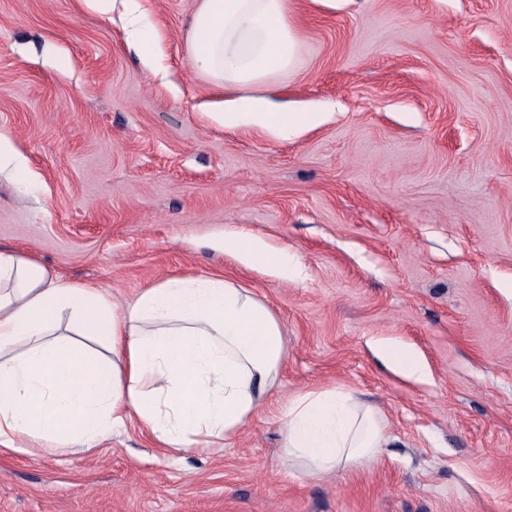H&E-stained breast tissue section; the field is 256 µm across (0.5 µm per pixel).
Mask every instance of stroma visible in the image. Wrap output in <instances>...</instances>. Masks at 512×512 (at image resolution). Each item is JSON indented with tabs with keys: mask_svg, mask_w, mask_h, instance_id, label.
I'll list each match as a JSON object with an SVG mask.
<instances>
[{
	"mask_svg": "<svg viewBox=\"0 0 512 512\" xmlns=\"http://www.w3.org/2000/svg\"><path fill=\"white\" fill-rule=\"evenodd\" d=\"M198 0H0V247L113 304L221 274L275 313L287 356L249 423L172 457L136 422L93 453L0 449V512H512V0H299L295 71L255 92L331 114L274 142L211 123L190 68ZM246 229L299 257L240 262ZM417 351L421 384L371 343ZM358 390L392 443L322 478L280 457L289 401ZM130 2L128 8V24L126 27L127 41L136 46L144 58H149L152 51L151 33L148 24L139 12L135 0ZM8 168L17 174H23L26 167L20 155L15 151L9 139L0 135V169ZM224 250L249 264H261L288 280H295L299 264L287 250L267 245L260 237L245 231L224 233Z\"/></svg>",
	"mask_w": 512,
	"mask_h": 512,
	"instance_id": "1",
	"label": "stroma"
}]
</instances>
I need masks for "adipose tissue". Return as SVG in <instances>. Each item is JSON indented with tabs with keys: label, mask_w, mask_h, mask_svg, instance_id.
<instances>
[{
	"label": "adipose tissue",
	"mask_w": 512,
	"mask_h": 512,
	"mask_svg": "<svg viewBox=\"0 0 512 512\" xmlns=\"http://www.w3.org/2000/svg\"><path fill=\"white\" fill-rule=\"evenodd\" d=\"M194 70L230 91L218 125L288 140L321 125V112L283 109L237 90L294 71L301 34L291 0H201L187 25ZM224 248L296 279L287 250L245 231ZM92 336L97 357L74 339ZM407 379L429 372L409 346L374 345ZM286 355L281 324L252 291L221 276H180L121 309L97 289L65 283L36 257L0 248V447L47 455L93 452L128 421L175 454L235 436L273 388ZM378 409L350 388L302 392L282 417L281 457L314 478L367 464L389 444Z\"/></svg>",
	"instance_id": "adipose-tissue-1"
}]
</instances>
